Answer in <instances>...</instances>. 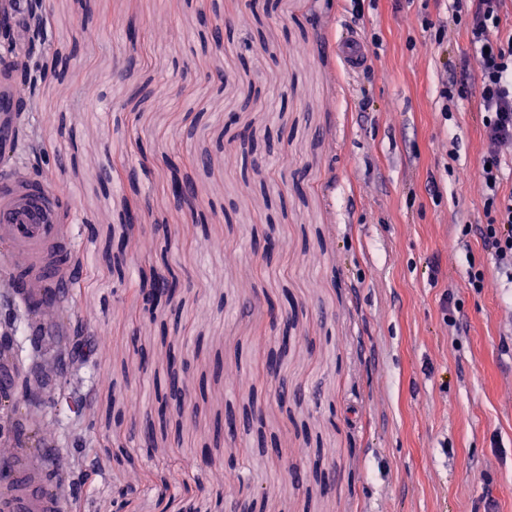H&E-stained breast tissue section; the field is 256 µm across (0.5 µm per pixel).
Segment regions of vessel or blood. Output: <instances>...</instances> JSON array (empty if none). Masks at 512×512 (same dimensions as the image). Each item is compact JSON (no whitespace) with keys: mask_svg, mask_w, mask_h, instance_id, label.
Returning <instances> with one entry per match:
<instances>
[{"mask_svg":"<svg viewBox=\"0 0 512 512\" xmlns=\"http://www.w3.org/2000/svg\"><path fill=\"white\" fill-rule=\"evenodd\" d=\"M61 199L45 180L0 177V260L26 291L21 303L39 308L69 275L75 247L73 225L60 220ZM9 489L0 493V512H64L56 472L33 473L20 458L0 461Z\"/></svg>","mask_w":512,"mask_h":512,"instance_id":"vessel-or-blood-1","label":"vessel or blood"}]
</instances>
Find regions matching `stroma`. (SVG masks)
<instances>
[{
  "mask_svg": "<svg viewBox=\"0 0 512 512\" xmlns=\"http://www.w3.org/2000/svg\"><path fill=\"white\" fill-rule=\"evenodd\" d=\"M361 12L352 21L350 0H43L47 53L69 65L37 86L35 151L20 140L11 155L66 197L81 259L72 305L87 336L111 333L95 366L66 358L64 331L20 366L54 363L84 403L78 420L32 405L58 447L37 464L88 473L67 512H225L221 474L270 490L264 512H483L486 495L512 512V282L481 240V187L457 177L481 167V114L438 93L468 34L448 0H363ZM421 14L445 22L442 41ZM345 34L372 74L344 64ZM89 89L98 103L84 112ZM176 179L196 188L194 205L169 195ZM473 265L495 287L469 288ZM157 271L177 280L181 306L147 316L136 291ZM285 330L293 342L273 378L265 365ZM172 344L192 361L186 412L142 447L129 429L155 416ZM283 378L293 395L282 404ZM230 414L256 418L280 455L239 433L200 465L196 449ZM77 435L86 449L59 447Z\"/></svg>",
  "mask_w": 512,
  "mask_h": 512,
  "instance_id": "35a3bbf8",
  "label": "stroma"
}]
</instances>
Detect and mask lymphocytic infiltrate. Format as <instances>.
<instances>
[{
	"mask_svg": "<svg viewBox=\"0 0 512 512\" xmlns=\"http://www.w3.org/2000/svg\"><path fill=\"white\" fill-rule=\"evenodd\" d=\"M505 0H454L452 20L465 23L469 47L461 68L441 77L440 95L475 98L482 114L488 150L477 173L485 190L487 223L482 236L487 250L512 279V191L503 192L502 160L512 152V34L502 35Z\"/></svg>",
	"mask_w": 512,
	"mask_h": 512,
	"instance_id": "f902f5d3",
	"label": "lymphocytic infiltrate"
}]
</instances>
